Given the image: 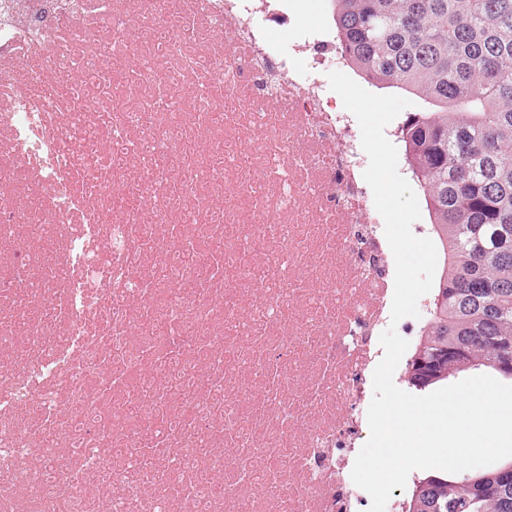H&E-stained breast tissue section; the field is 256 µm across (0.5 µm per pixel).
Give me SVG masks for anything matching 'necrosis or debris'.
Returning <instances> with one entry per match:
<instances>
[{"mask_svg":"<svg viewBox=\"0 0 512 512\" xmlns=\"http://www.w3.org/2000/svg\"><path fill=\"white\" fill-rule=\"evenodd\" d=\"M24 5L0 17V512H362L379 337L415 341L432 297L392 323L330 19Z\"/></svg>","mask_w":512,"mask_h":512,"instance_id":"obj_1","label":"necrosis or debris"}]
</instances>
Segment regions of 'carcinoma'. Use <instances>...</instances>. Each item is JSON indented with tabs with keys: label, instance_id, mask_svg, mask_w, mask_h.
Wrapping results in <instances>:
<instances>
[{
	"label": "carcinoma",
	"instance_id": "1",
	"mask_svg": "<svg viewBox=\"0 0 512 512\" xmlns=\"http://www.w3.org/2000/svg\"><path fill=\"white\" fill-rule=\"evenodd\" d=\"M345 58L419 103L399 121L438 275L405 383L469 369L512 384V0H326ZM512 457L418 474L405 512H512Z\"/></svg>",
	"mask_w": 512,
	"mask_h": 512
}]
</instances>
